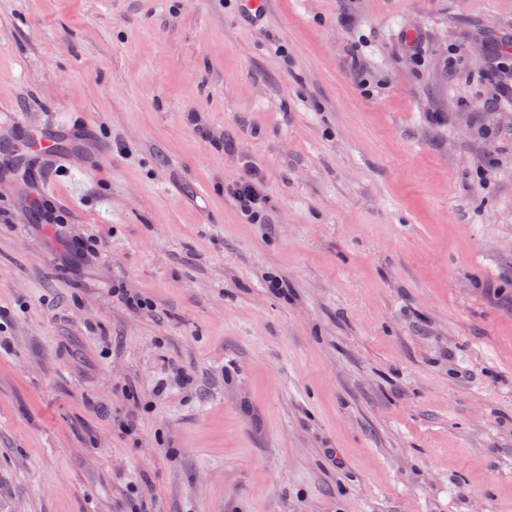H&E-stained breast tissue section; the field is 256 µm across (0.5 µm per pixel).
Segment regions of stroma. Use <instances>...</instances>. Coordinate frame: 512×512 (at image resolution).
Returning a JSON list of instances; mask_svg holds the SVG:
<instances>
[{"mask_svg": "<svg viewBox=\"0 0 512 512\" xmlns=\"http://www.w3.org/2000/svg\"><path fill=\"white\" fill-rule=\"evenodd\" d=\"M510 39L512 0H0V512H512ZM224 191L252 224L266 223L267 199L258 172H250L244 180L229 185Z\"/></svg>", "mask_w": 512, "mask_h": 512, "instance_id": "stroma-1", "label": "stroma"}]
</instances>
